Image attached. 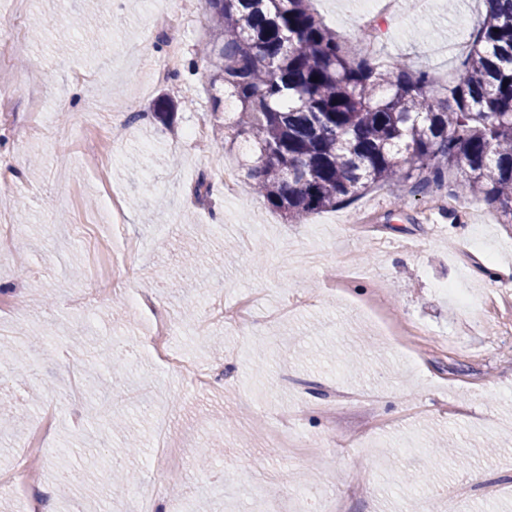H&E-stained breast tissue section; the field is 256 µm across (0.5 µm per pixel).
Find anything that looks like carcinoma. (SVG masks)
Here are the masks:
<instances>
[{
	"label": "carcinoma",
	"mask_w": 512,
	"mask_h": 512,
	"mask_svg": "<svg viewBox=\"0 0 512 512\" xmlns=\"http://www.w3.org/2000/svg\"><path fill=\"white\" fill-rule=\"evenodd\" d=\"M310 2L204 0L212 37L200 55L212 87L238 103L233 140L253 152L269 208L301 224L372 188L410 181L424 194L457 170L453 195L512 224V0L478 23L446 85L363 56L361 40H339ZM103 355L123 372L121 352Z\"/></svg>",
	"instance_id": "cac0c4a2"
}]
</instances>
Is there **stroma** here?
Segmentation results:
<instances>
[{
  "label": "stroma",
  "mask_w": 512,
  "mask_h": 512,
  "mask_svg": "<svg viewBox=\"0 0 512 512\" xmlns=\"http://www.w3.org/2000/svg\"><path fill=\"white\" fill-rule=\"evenodd\" d=\"M396 15L374 24V60L402 62L440 80L459 72V14L483 18L481 0H397ZM82 0H0V23L21 15L31 33L9 64L0 126V211L14 226L13 254L0 259V332L24 327L50 336L47 351L0 348V475L48 406L58 408L45 453L42 512H137L162 493L200 512H267L277 498L309 493L334 499L335 512H512V224L498 212L468 221L459 210L421 220L427 196L372 189L347 206L291 224L253 191L241 144L223 148L233 116L214 111L210 72L199 50L211 30L203 0H120L91 17L95 39L65 18ZM344 39L361 32L359 0H312ZM55 26H46L47 18ZM176 38L180 62L165 80ZM166 94L179 108L171 124L152 116ZM204 126L206 139L191 138ZM238 170L237 190L219 180ZM119 195L128 216L107 208ZM26 210H19L18 201ZM141 241L127 258L132 278L101 292L90 278L100 262L91 244L124 235ZM201 259L186 268L184 247ZM498 268L494 282L481 261ZM82 275L73 278L71 267ZM467 289L462 305L451 293ZM149 293L140 312L133 296ZM253 297L248 329H200L211 304ZM175 324L172 351L223 364L224 383L205 391L183 382L149 341L154 313ZM127 355L120 388L106 386L102 343ZM99 376L80 399L73 426L65 391L74 373ZM139 434L125 451L112 418ZM175 451L153 467L157 427ZM317 438L289 456L273 438ZM218 439L217 471L204 474L197 450ZM122 463L127 489L113 498L105 463ZM82 479L61 494L54 471Z\"/></svg>",
  "instance_id": "1"
}]
</instances>
